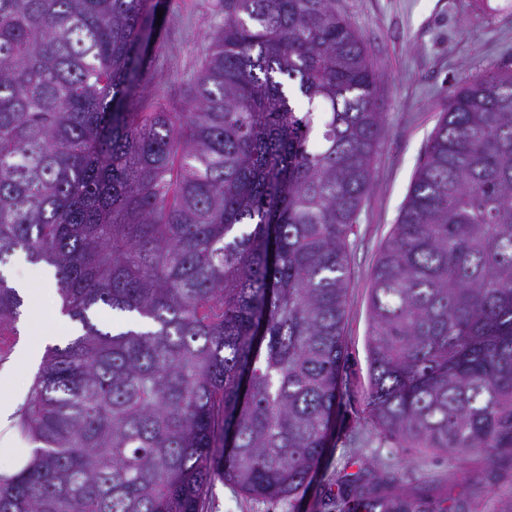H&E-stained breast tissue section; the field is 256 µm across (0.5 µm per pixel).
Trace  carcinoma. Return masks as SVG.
Listing matches in <instances>:
<instances>
[{
	"label": "carcinoma",
	"instance_id": "1",
	"mask_svg": "<svg viewBox=\"0 0 512 512\" xmlns=\"http://www.w3.org/2000/svg\"><path fill=\"white\" fill-rule=\"evenodd\" d=\"M154 0H0V266L54 270L0 512H204L299 494L342 396L348 243L383 135L335 0H224L180 110L139 91ZM23 300L0 272V327ZM110 309L129 321L96 322ZM375 425L512 450V69L448 98L371 278ZM364 512H468L369 493Z\"/></svg>",
	"mask_w": 512,
	"mask_h": 512
}]
</instances>
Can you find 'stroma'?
<instances>
[{
	"instance_id": "1",
	"label": "stroma",
	"mask_w": 512,
	"mask_h": 512,
	"mask_svg": "<svg viewBox=\"0 0 512 512\" xmlns=\"http://www.w3.org/2000/svg\"><path fill=\"white\" fill-rule=\"evenodd\" d=\"M150 43L148 95L179 104L177 78L191 74L207 46L218 0H163ZM336 10L363 38L379 75L384 132L372 161V186L350 237V288L344 325L347 392L331 446L311 482L295 497L266 500L216 482L207 512H351L355 494L375 478L435 501L495 512L512 495V453L496 462L403 448L380 433L368 409L369 293L379 254L407 199L448 98L490 66H512V0H336Z\"/></svg>"
}]
</instances>
